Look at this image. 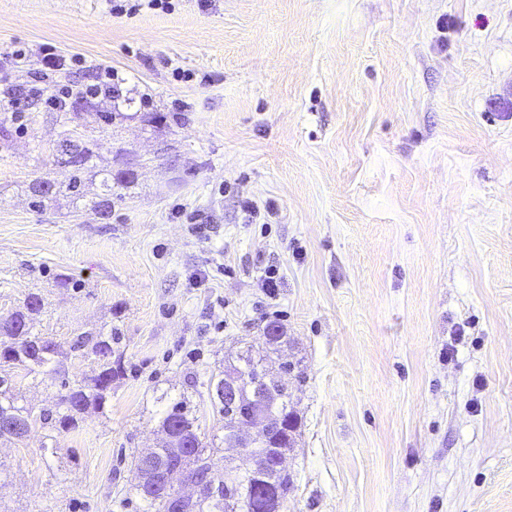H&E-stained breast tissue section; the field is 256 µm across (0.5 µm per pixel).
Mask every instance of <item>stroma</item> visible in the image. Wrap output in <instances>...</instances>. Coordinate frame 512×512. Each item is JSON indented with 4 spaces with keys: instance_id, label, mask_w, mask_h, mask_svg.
<instances>
[{
    "instance_id": "1",
    "label": "stroma",
    "mask_w": 512,
    "mask_h": 512,
    "mask_svg": "<svg viewBox=\"0 0 512 512\" xmlns=\"http://www.w3.org/2000/svg\"><path fill=\"white\" fill-rule=\"evenodd\" d=\"M170 2L0 0V56L28 50L0 92L45 44L86 60L55 86L112 68L93 104L126 118L84 130L98 168L144 162L104 222L28 206L35 176L68 178L57 111L0 145V315L39 293L36 330L110 327L125 366L80 430L0 443V512H144L162 395L223 435L192 383L248 351L296 365L283 512H512V0ZM94 368L11 376L40 407Z\"/></svg>"
}]
</instances>
